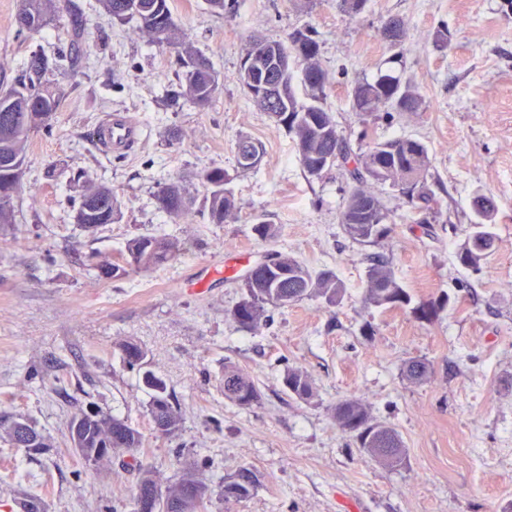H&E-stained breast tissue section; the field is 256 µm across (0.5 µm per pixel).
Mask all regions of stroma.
Listing matches in <instances>:
<instances>
[{"label":"stroma","mask_w":512,"mask_h":512,"mask_svg":"<svg viewBox=\"0 0 512 512\" xmlns=\"http://www.w3.org/2000/svg\"><path fill=\"white\" fill-rule=\"evenodd\" d=\"M89 63L61 75L77 83L50 133L29 145L17 203L18 225L0 235V409L24 415L55 446L31 457L0 439V512H18L26 494L47 512H132L139 459L161 481L191 458L207 459V478L251 469L258 483L238 502L213 499L208 512H512V6L507 0H368L355 16L338 0H236L217 15L205 0H173L177 24L208 57L222 90L208 110L173 111L163 102L174 82L175 56L151 44L135 24L118 25L97 0H80ZM21 0H0V77L13 78L31 45L52 50L65 37L48 28L17 33ZM404 19L402 60L378 30ZM297 29L316 33L331 76L326 105L352 147L362 135L422 141L431 158L427 186L434 208L420 215L401 188L378 193L393 216L374 244L352 240L339 222L352 180L339 166L306 172L295 141L255 105L236 80L250 40L288 42ZM448 32L447 44L434 40ZM391 71L413 80L424 103L413 113L352 111L348 94L360 79ZM142 121L144 144L124 159L102 156L85 136L107 112ZM180 138L168 141V129ZM260 142L264 156L248 173L235 169L236 144ZM63 164L114 190L123 212L94 236L73 222L74 183L48 182ZM220 166L236 199L235 220L212 224L195 212L175 224L153 204L157 185L181 179L202 197L200 174ZM493 195L498 214L488 230L494 252L479 269L457 254L476 220L472 200ZM279 226L262 241L257 216ZM177 237L184 250L149 272L100 280L82 264L90 251L117 256L139 233ZM344 283L336 305L309 298L270 310L254 332L233 322L249 264L273 252ZM387 259L414 302L447 295L451 306L431 324L408 309L366 304L370 259ZM147 352L146 366L168 382L183 417L181 433L155 436L149 396L127 370L119 342ZM426 359L420 385L403 376L406 362ZM233 362L259 383L260 402L243 409L224 399L217 379ZM291 367L308 371L316 395L303 401L284 388ZM346 398L365 402L375 420L401 435L407 463L380 466L336 425ZM96 408L128 417L145 445L107 466L84 465L69 439L74 414Z\"/></svg>","instance_id":"obj_1"}]
</instances>
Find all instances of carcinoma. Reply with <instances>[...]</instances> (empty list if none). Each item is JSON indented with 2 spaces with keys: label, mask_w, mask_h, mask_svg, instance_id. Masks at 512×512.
Returning <instances> with one entry per match:
<instances>
[{
  "label": "carcinoma",
  "mask_w": 512,
  "mask_h": 512,
  "mask_svg": "<svg viewBox=\"0 0 512 512\" xmlns=\"http://www.w3.org/2000/svg\"><path fill=\"white\" fill-rule=\"evenodd\" d=\"M102 12L110 20L127 24L134 22L150 41L175 52L176 61L183 68V81L165 87L164 99L171 107L190 104L199 111L209 108L220 91V83L210 60L195 49L177 27L171 0H97ZM26 21L16 18L20 35L37 34L60 21V0H21ZM67 39L53 53L32 50L25 58L20 73L12 82L0 80V229L17 223V201L25 189L24 174L27 151L32 135L49 132L53 120L62 107L69 88L60 85L55 76L76 72L86 55L82 46L83 23L79 6L69 4ZM382 40L391 48H401L406 37V25L397 16L388 17L380 27ZM291 45H301L298 60L302 80L310 102L298 101L293 86L282 95L274 93L268 104L259 108L283 126L296 141L299 161L305 171L316 174V165L328 155H338L337 162L354 182L349 198L362 201L356 209L348 203L340 214L345 232L360 244L375 243L389 233L391 216L374 186L390 183L405 190L430 208L432 196L426 181L430 158L426 145L412 138L374 139L366 149H353L329 125L326 116L330 110L324 100L331 78L321 61L320 43L310 31L297 30L289 37ZM281 47L276 40L267 41L259 56L257 84L265 80L266 72L282 64ZM353 111L366 115L378 112H418L423 101L415 84L403 81L391 73H379L372 79L356 82L349 93ZM23 110H18L20 105ZM261 155L259 145L245 137L239 139L235 152L236 170L242 173L256 169L248 158ZM379 165L384 173H375ZM226 172L222 167H211L201 175L205 186L203 208L209 222L224 224L234 218L235 198L224 192ZM45 178L67 182H82V191L73 202L74 221L84 232L94 234L105 224H116L122 217L121 206L110 186L83 178L82 173H68V168L52 167ZM155 208L172 219L181 217L195 206V197L182 183L172 179L158 186L152 195ZM497 208L494 199L481 195L474 200V212L480 221L473 224V232L458 253L462 266L476 269L494 250V236L484 229L491 223ZM183 250L178 238L170 235L141 233L130 238L119 263L98 252L84 256L83 264L100 279H115L147 272L176 259ZM285 271L277 272L266 265L252 267L242 279L241 299L230 310L232 320L243 330L256 331L269 321V307H283L311 297H321L334 304L341 297L344 285L331 271L312 273L292 256L283 264ZM365 302L386 309L411 308L414 316L431 323L451 304L450 296L440 300L412 305L411 295L400 285L388 262L377 259L366 276ZM124 363L142 372V383L149 394L148 414L153 430L159 437L174 438L182 429L183 418L166 380L151 370L143 369L146 352L135 341L119 345ZM429 367L422 360L406 365L408 380L419 383L428 378ZM283 385L300 400L314 397L311 376L304 370L290 368L283 376ZM224 398L237 406L249 409L261 400L260 390L253 377L234 363H224L220 383ZM334 419L339 428L352 435L360 451L377 462L398 467L405 463L406 453L399 432L377 422L370 416L367 405L360 399H344L336 404ZM71 444L80 458L90 466H100L112 460L121 451L145 447V437L129 418L98 410L83 411L69 423ZM0 439L30 456L44 455L53 447L50 438L38 430L23 415L0 410ZM203 464L196 461L182 467L177 480L166 486L154 471L143 466L133 491L134 512H206V503L214 495L213 484L202 477ZM254 474L240 470L229 480L219 479V495L224 502L248 497L255 485Z\"/></svg>",
  "instance_id": "carcinoma-1"
}]
</instances>
